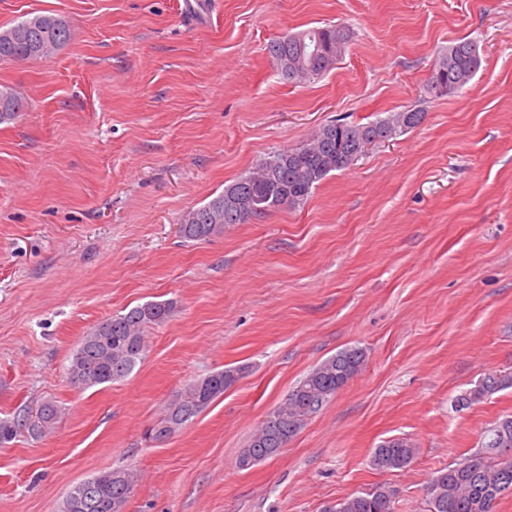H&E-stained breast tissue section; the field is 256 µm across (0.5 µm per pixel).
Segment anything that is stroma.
<instances>
[{
  "label": "stroma",
  "instance_id": "stroma-1",
  "mask_svg": "<svg viewBox=\"0 0 512 512\" xmlns=\"http://www.w3.org/2000/svg\"><path fill=\"white\" fill-rule=\"evenodd\" d=\"M45 12L68 21L67 45L0 62L27 103L0 124V419L47 400L60 415L0 446V512H57L119 466L138 475L123 512H323L379 484L395 512H428L435 472L512 416V388L455 405L512 373V0H0V27ZM328 24L351 32L335 68L281 81L268 43ZM461 38L479 71L429 98ZM405 109L422 122L305 202L180 237L188 210L269 153ZM168 299L126 379L70 381L93 326ZM349 347L361 372L281 452L239 468L266 416ZM225 368L241 378L148 440L173 395ZM402 438L410 466L376 469L375 448ZM507 388H512L511 373L488 375L482 378L474 388L459 395L456 402L459 407H470L488 396Z\"/></svg>",
  "mask_w": 512,
  "mask_h": 512
}]
</instances>
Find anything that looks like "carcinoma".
<instances>
[{"label":"carcinoma","instance_id":"carcinoma-1","mask_svg":"<svg viewBox=\"0 0 512 512\" xmlns=\"http://www.w3.org/2000/svg\"><path fill=\"white\" fill-rule=\"evenodd\" d=\"M70 39L67 20L55 14H37L0 30V62L37 60L61 49ZM349 33L341 25L311 28L284 34L267 45L269 56L286 83L318 79L334 68L345 54ZM481 66L476 42L458 39L439 57L426 84L434 97L451 96L472 80ZM25 108L10 87L0 85V124L14 120ZM424 113L415 110L391 112L366 124L333 120L309 142L277 151L260 160L204 205L185 213L179 234L185 240H207L224 232L228 224H244L264 217L271 210L305 201L331 172L347 168L368 147L390 141L418 126ZM174 302L151 301L95 325L80 341L67 372L75 385L92 387L121 381L145 352L144 330L165 322ZM366 355L360 348H347L326 359L303 377L285 401L267 416L242 449L238 465L248 469L278 454L297 433L304 420L320 412L336 393L357 376ZM241 369L213 372L176 394L164 414L147 430L151 441L163 440L190 424L224 391L233 386ZM512 388V374H492L458 396V406L470 407L501 390ZM57 405L43 402L33 415L0 420V445L25 429L34 437L56 423ZM483 448L461 461L437 471L427 487L429 512H494L495 503L512 493V417H505L486 430ZM417 449L405 439L384 442L373 452V465L383 471L403 470ZM133 487L128 469L102 472L75 486L59 505L58 512H120ZM394 491L377 485L360 495L345 497L325 512H393Z\"/></svg>","mask_w":512,"mask_h":512}]
</instances>
